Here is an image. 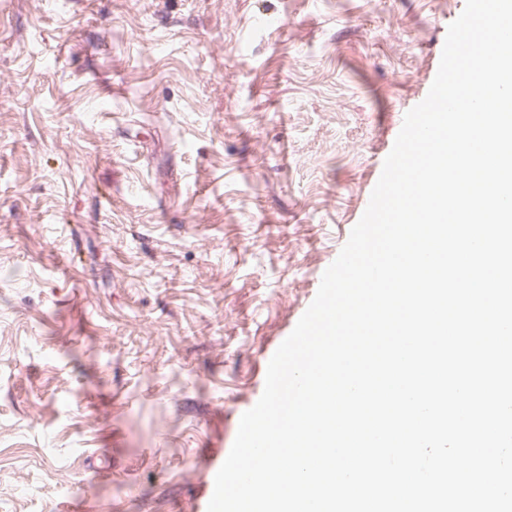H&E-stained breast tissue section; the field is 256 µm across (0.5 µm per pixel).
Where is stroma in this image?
Here are the masks:
<instances>
[{"mask_svg":"<svg viewBox=\"0 0 512 512\" xmlns=\"http://www.w3.org/2000/svg\"><path fill=\"white\" fill-rule=\"evenodd\" d=\"M465 0H0V512H207Z\"/></svg>","mask_w":512,"mask_h":512,"instance_id":"obj_1","label":"stroma"}]
</instances>
